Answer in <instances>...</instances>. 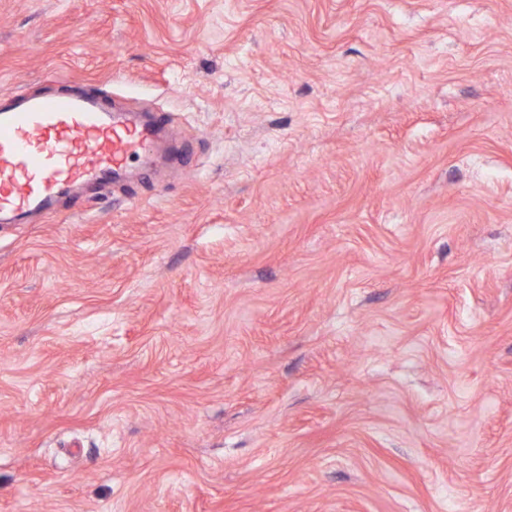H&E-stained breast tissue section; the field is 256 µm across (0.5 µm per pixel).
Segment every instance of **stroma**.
<instances>
[{
  "label": "stroma",
  "mask_w": 512,
  "mask_h": 512,
  "mask_svg": "<svg viewBox=\"0 0 512 512\" xmlns=\"http://www.w3.org/2000/svg\"><path fill=\"white\" fill-rule=\"evenodd\" d=\"M161 112L0 224V512H512V0H0V95Z\"/></svg>",
  "instance_id": "35a3bbf8"
}]
</instances>
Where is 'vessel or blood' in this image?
<instances>
[{"mask_svg": "<svg viewBox=\"0 0 512 512\" xmlns=\"http://www.w3.org/2000/svg\"><path fill=\"white\" fill-rule=\"evenodd\" d=\"M164 123L161 115L146 123L112 115L93 95L0 105V218L50 214L64 187L110 181L149 155Z\"/></svg>", "mask_w": 512, "mask_h": 512, "instance_id": "b4317fda", "label": "vessel or blood"}]
</instances>
